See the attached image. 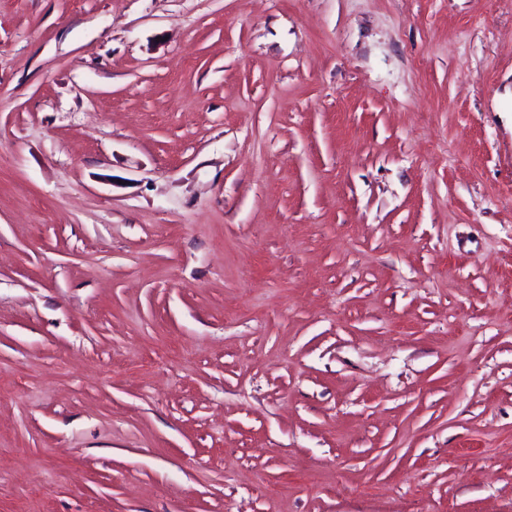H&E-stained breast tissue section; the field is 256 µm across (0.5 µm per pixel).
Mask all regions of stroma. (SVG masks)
Listing matches in <instances>:
<instances>
[{"mask_svg":"<svg viewBox=\"0 0 512 512\" xmlns=\"http://www.w3.org/2000/svg\"><path fill=\"white\" fill-rule=\"evenodd\" d=\"M0 512H512V0H0Z\"/></svg>","mask_w":512,"mask_h":512,"instance_id":"stroma-1","label":"stroma"}]
</instances>
